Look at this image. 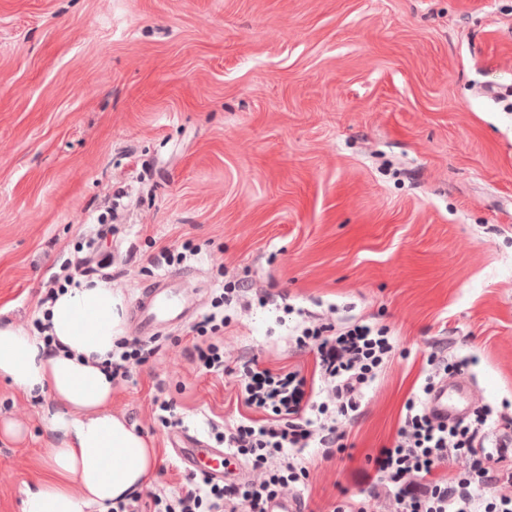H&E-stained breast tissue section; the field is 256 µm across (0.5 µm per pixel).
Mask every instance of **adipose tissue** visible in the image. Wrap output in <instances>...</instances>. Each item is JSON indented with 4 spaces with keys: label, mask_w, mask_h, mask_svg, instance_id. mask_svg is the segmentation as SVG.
<instances>
[{
    "label": "adipose tissue",
    "mask_w": 512,
    "mask_h": 512,
    "mask_svg": "<svg viewBox=\"0 0 512 512\" xmlns=\"http://www.w3.org/2000/svg\"><path fill=\"white\" fill-rule=\"evenodd\" d=\"M41 318L43 337L0 323V379L43 397L44 418L61 438L36 461L21 512H108L144 488L159 457L142 431L112 412L104 364L127 333L124 297L104 280L65 284Z\"/></svg>",
    "instance_id": "ef3b65f1"
}]
</instances>
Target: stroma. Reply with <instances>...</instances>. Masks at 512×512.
I'll return each mask as SVG.
<instances>
[{
	"label": "stroma",
	"instance_id": "obj_1",
	"mask_svg": "<svg viewBox=\"0 0 512 512\" xmlns=\"http://www.w3.org/2000/svg\"><path fill=\"white\" fill-rule=\"evenodd\" d=\"M85 256L130 305L163 274L203 314L228 281L271 295L228 308L221 376L191 324L128 328L155 349L112 391L160 450L143 502L186 487L180 430L210 444L248 415L241 354L313 374L290 342L305 311L398 344L347 450L306 449L309 512L360 495L439 339L478 358L448 384L512 404V0H0V321L30 326ZM44 405L0 381L23 429L0 438V512L58 444Z\"/></svg>",
	"mask_w": 512,
	"mask_h": 512
}]
</instances>
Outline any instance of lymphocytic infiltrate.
<instances>
[{
    "mask_svg": "<svg viewBox=\"0 0 512 512\" xmlns=\"http://www.w3.org/2000/svg\"><path fill=\"white\" fill-rule=\"evenodd\" d=\"M227 322L212 313L194 328L193 355L205 372L224 371V349L215 337ZM294 344L313 354V377L298 369L272 371L254 356L242 357L235 369L245 405L265 417L241 418L220 438L250 467L252 478L222 485L200 479L177 498H155L154 512H268L270 501L295 495L308 478L306 448L345 451V427L362 415L366 391L394 359L395 339L384 325L321 322L299 326ZM471 362L468 356L449 355L446 342L436 343L390 445L373 459L364 497H342L330 512H512V476L499 472L495 455L512 448V427L501 424L487 404L471 419L448 423L428 410L435 386ZM482 486L489 495L479 494Z\"/></svg>",
    "mask_w": 512,
    "mask_h": 512,
    "instance_id": "f902f5d3",
    "label": "lymphocytic infiltrate"
}]
</instances>
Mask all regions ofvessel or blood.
I'll return each instance as SVG.
<instances>
[{"instance_id": "vessel-or-blood-1", "label": "vessel or blood", "mask_w": 512, "mask_h": 512, "mask_svg": "<svg viewBox=\"0 0 512 512\" xmlns=\"http://www.w3.org/2000/svg\"><path fill=\"white\" fill-rule=\"evenodd\" d=\"M169 276H161L144 284L135 301V319L145 335L157 333L162 326L184 321L190 312L189 302L171 288ZM431 412L441 417L454 414L456 404L446 385H438L429 399ZM178 458L191 473L206 472L213 479H225L229 468L223 449L205 447L203 440L190 432H182L178 444Z\"/></svg>"}]
</instances>
